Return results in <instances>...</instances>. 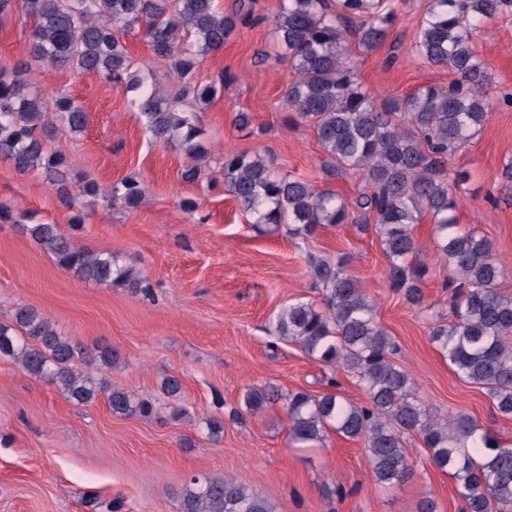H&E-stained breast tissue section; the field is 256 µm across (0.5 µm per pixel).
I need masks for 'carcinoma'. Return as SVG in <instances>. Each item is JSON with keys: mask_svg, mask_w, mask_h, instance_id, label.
<instances>
[{"mask_svg": "<svg viewBox=\"0 0 512 512\" xmlns=\"http://www.w3.org/2000/svg\"><path fill=\"white\" fill-rule=\"evenodd\" d=\"M23 7L36 19L32 61L94 73L109 83L126 79L129 107L154 140L194 162L185 178L199 177L197 161L205 148L182 103L202 107L224 90L222 79L196 80L200 58L222 50L244 18L224 14L215 0H23ZM505 17H512V0H430L412 53L448 69L454 79L380 100L358 82L349 42L361 51L381 44L397 19L394 0H280L272 20L275 43L297 73L283 104L293 121L316 131L326 154L325 176L351 172L364 184L351 207L306 179L272 172L270 161L257 154L225 155L222 174L228 192L257 224H286L294 236H309L322 226L373 224L390 262V288L417 306L423 302L428 267L420 259L413 226L429 216L436 255L451 272L446 287L453 289V320L436 321L431 338L461 379L485 390L498 413L512 417V297L499 290L504 271L490 242L458 228L452 188L468 181L469 173L458 170L453 178L448 173V159L488 117L489 76L471 47L470 31ZM140 32L149 38L155 59L177 77L174 95L159 90L152 74L132 69L126 37ZM28 69L24 62L9 74L0 73V157L21 174L43 172L72 210L76 201L68 163L49 143L41 98L27 91ZM53 122L76 134L87 127L89 116L64 97L55 103ZM84 193L134 208L145 188L133 180L104 188L89 182ZM26 230L58 267L81 282L133 289L143 283L140 273L117 256L77 246L57 224H28ZM349 262L347 255L332 265L312 262L321 305L285 306L275 330L311 358L355 376L368 403L354 405L335 392L315 398L264 387L248 390L244 406L257 413L282 404L290 440L301 448L323 444L330 430L363 441L370 471L386 487L413 476L405 435L415 433L433 465L452 471L462 512H512V446L472 416L441 415L416 397L410 373L393 360L395 341L377 321L373 301L348 273ZM0 356L17 361L77 405H89L105 393L116 415L155 413V402L112 389L90 371L112 368L116 353L81 346L32 305H18L0 321ZM180 512H274V505L232 480L206 476L190 479Z\"/></svg>", "mask_w": 512, "mask_h": 512, "instance_id": "carcinoma-1", "label": "carcinoma"}]
</instances>
